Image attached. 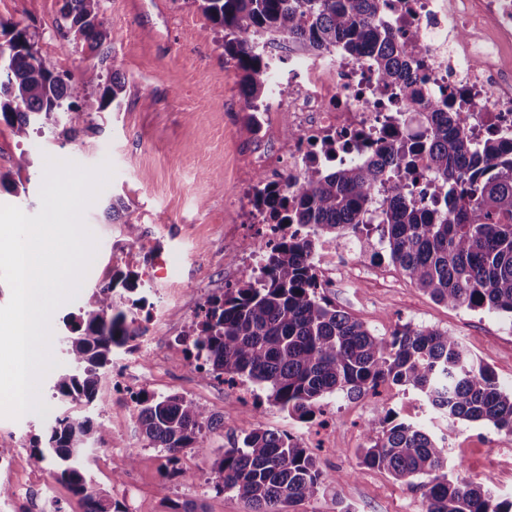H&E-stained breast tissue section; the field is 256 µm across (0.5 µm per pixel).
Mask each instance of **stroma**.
Listing matches in <instances>:
<instances>
[{
  "label": "stroma",
  "instance_id": "1",
  "mask_svg": "<svg viewBox=\"0 0 512 512\" xmlns=\"http://www.w3.org/2000/svg\"><path fill=\"white\" fill-rule=\"evenodd\" d=\"M140 2L134 9L129 0H106L110 52L101 59L73 44L61 14L63 0H0V17L28 27L50 70L62 75L94 66L105 75L119 73L127 86L119 110L94 113L88 128L75 134L57 124L21 141L0 121V174L8 177L0 184V205L29 215L39 212L48 156L86 167L107 160L114 168L109 185L84 213L98 252L76 298L52 316L53 355L61 353L64 318L88 301L94 286L112 282L125 303L144 297L163 310L156 323L148 322L144 312L136 314L138 323L148 326L149 365L129 380L128 393L183 395L226 418L205 431V452L184 449L179 474H169L164 452L149 447L142 436L128 393L113 392L111 376H104L98 391L107 395L106 405L74 404L70 411L77 417L100 416L113 443L133 449L137 463L127 469L99 458L90 468L93 483L128 512H166V496L202 501L206 512H244L232 494L217 492L209 478L214 461L234 438L261 427L311 448L330 478L294 512H339L344 506L351 512H426L418 487L360 463L364 422L389 412L444 437L449 478L466 476L497 497L512 499V435L492 425L448 423L418 394L389 385L357 399L328 396L312 418L301 420L270 404L261 386L223 383L191 369L177 355L175 339L188 333L210 297L238 281L239 266L251 259L241 248L239 226L247 221L241 205L247 191L245 159L255 139L245 126L240 74L224 58L222 33L191 0H163L160 9L153 0ZM22 152L30 164L20 171L14 160ZM114 197L127 204L120 224L105 215ZM130 223L139 227L140 244L126 233ZM345 277L349 288H327L324 296L376 335H391L406 323L446 330L490 366L504 386H512L511 320L435 302L386 259L363 258ZM52 386V376H45L41 395L48 410L43 415L0 417V449L13 442L20 446L12 470L0 471V484L49 481L56 489L55 512H85L80 495L60 479L57 463L40 468L30 463L31 438L55 418L59 401Z\"/></svg>",
  "mask_w": 512,
  "mask_h": 512
}]
</instances>
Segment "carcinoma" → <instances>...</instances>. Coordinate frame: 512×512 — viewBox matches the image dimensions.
Instances as JSON below:
<instances>
[{
    "label": "carcinoma",
    "mask_w": 512,
    "mask_h": 512,
    "mask_svg": "<svg viewBox=\"0 0 512 512\" xmlns=\"http://www.w3.org/2000/svg\"><path fill=\"white\" fill-rule=\"evenodd\" d=\"M224 32V57L241 73L246 124L259 129L260 104L271 81L264 46L317 56L340 50L374 57L379 84L405 83V49L377 23L386 0H192ZM104 0H64L62 14L74 44L104 54L108 30ZM7 56L0 65V118L19 140L35 127L63 118L66 132L87 127L95 112L120 106L125 81L107 83L96 67L66 78L39 59L27 28L0 19ZM103 87L97 95L93 89ZM425 110V130L386 142L377 152L385 166L365 161L333 169L314 168L296 183L293 223L277 222L279 238L268 242L257 271L208 301L188 336L189 355L204 357L216 379H245L264 387L272 405L299 419L313 415L327 395H362L384 383L422 395L453 424L486 421L512 435V390L476 361L454 335L433 326L404 325L391 337L373 334L362 322L318 296L310 259L315 241L335 240L349 228L374 220L389 261L438 303L488 310L512 318V143L494 138L472 142L469 131L437 100L412 101ZM424 160L433 179L429 202L407 183ZM296 229L288 231V226ZM135 318L114 298L112 284L96 288L88 308L62 337L68 366L54 377V396L104 404L97 387L112 353L139 335ZM138 423L153 448L178 462L186 448H201L203 431L218 422L193 399L173 394L138 399ZM363 465L401 480H421L426 512H512V499H498L466 479H450L444 444L425 428L387 413L366 425ZM102 422L58 416L42 437H33L31 459L59 463L60 477L86 501L87 512H124L111 494L87 479L82 466L93 445H106ZM315 455L292 439L262 428L235 439L213 467L217 491H228L247 512H292L325 483Z\"/></svg>",
    "instance_id": "cac0c4a2"
}]
</instances>
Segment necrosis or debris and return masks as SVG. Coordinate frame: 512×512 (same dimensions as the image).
<instances>
[{
	"instance_id": "obj_1",
	"label": "necrosis or debris",
	"mask_w": 512,
	"mask_h": 512,
	"mask_svg": "<svg viewBox=\"0 0 512 512\" xmlns=\"http://www.w3.org/2000/svg\"><path fill=\"white\" fill-rule=\"evenodd\" d=\"M377 21L404 42L408 80L428 97L453 99L473 140L512 141V0H389ZM287 58L288 84L266 109L284 113L288 129L266 127L272 150L247 160L282 200L308 168L371 158L366 138L410 128L400 86L377 92L369 56Z\"/></svg>"
}]
</instances>
